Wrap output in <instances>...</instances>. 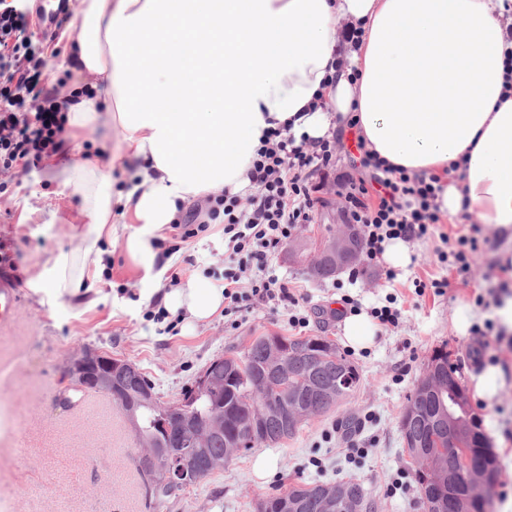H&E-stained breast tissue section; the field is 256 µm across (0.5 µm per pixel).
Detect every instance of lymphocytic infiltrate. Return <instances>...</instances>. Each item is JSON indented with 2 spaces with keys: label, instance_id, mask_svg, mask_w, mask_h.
<instances>
[{
  "label": "lymphocytic infiltrate",
  "instance_id": "1",
  "mask_svg": "<svg viewBox=\"0 0 512 512\" xmlns=\"http://www.w3.org/2000/svg\"><path fill=\"white\" fill-rule=\"evenodd\" d=\"M29 21L15 0H0V191L7 177L28 175L59 153L70 105L81 93L59 79L57 91L44 87L43 71L63 49L60 35L43 40L28 33ZM335 137H295L288 128L271 130L256 149L248 192H224L207 198L205 209L192 208L172 221L174 241L156 240L164 255L182 242L224 227V317L237 325L248 306L298 305L286 282L267 275L269 261L298 231L313 223L325 201L321 192L338 162ZM361 168L371 178L349 181L341 208L358 225L363 262H379L386 241L429 236L442 214L434 177L385 166L358 141Z\"/></svg>",
  "mask_w": 512,
  "mask_h": 512
}]
</instances>
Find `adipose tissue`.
<instances>
[{"instance_id": "1", "label": "adipose tissue", "mask_w": 512, "mask_h": 512, "mask_svg": "<svg viewBox=\"0 0 512 512\" xmlns=\"http://www.w3.org/2000/svg\"><path fill=\"white\" fill-rule=\"evenodd\" d=\"M73 67L93 96L69 109L114 157L141 161L138 188L110 193L109 173L71 161L66 183L92 224H113L114 199L135 223L162 230L177 202L249 186L269 127L317 139L356 118L368 149L439 179L443 214L467 212L512 242V99L501 101L512 0H79ZM361 28L359 45L340 25ZM104 266L48 257L43 291L80 293ZM196 322L224 291L189 278L166 297Z\"/></svg>"}]
</instances>
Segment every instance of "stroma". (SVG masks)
Masks as SVG:
<instances>
[{
    "mask_svg": "<svg viewBox=\"0 0 512 512\" xmlns=\"http://www.w3.org/2000/svg\"><path fill=\"white\" fill-rule=\"evenodd\" d=\"M85 200L65 185L60 169L43 166L0 193V241L25 290L18 327L0 335V512H149L133 465L134 436L119 409L104 394L94 395L86 412L64 406L72 379L67 364L83 346L108 352L142 368L161 401L180 397L214 358L224 356L251 337L294 335L292 311L308 316V336L342 340V320L335 311L343 295L359 299L362 311L395 298L403 312L398 328H376L372 347L349 350L362 382L348 406L357 413L355 431L341 425L335 409L301 425L282 445H259L215 471L178 498L150 512H254V502L280 487L316 479L357 480L388 505L387 512H424L412 485L410 461L399 420L432 350L447 345L462 379L485 367L502 377L493 399L469 398L508 477L493 492L494 512L512 503V350L478 328L494 320L503 294L512 295V272L501 264L503 239L466 213L445 218L431 236L408 242L410 263L386 282L383 267H370L350 282L347 273L317 281L280 249L271 271L287 281L298 308L270 310L257 305L244 311L238 328L223 316L189 323L180 315L177 335L160 333L155 313L165 306L174 285L199 275L216 280L224 271V231H209L183 243L180 252L163 257L153 250L143 262L125 241L97 231L84 217ZM477 234L480 249L471 271L460 275L438 254L458 235ZM101 251L106 275L84 279L78 298L53 299L35 294L45 260L86 245ZM447 280L443 293H416L414 283ZM471 318L459 333L456 313ZM270 460L258 476V456Z\"/></svg>",
    "mask_w": 512,
    "mask_h": 512,
    "instance_id": "35a3bbf8",
    "label": "stroma"
}]
</instances>
